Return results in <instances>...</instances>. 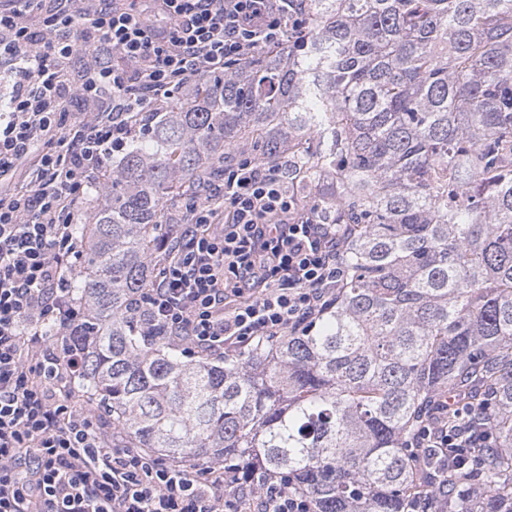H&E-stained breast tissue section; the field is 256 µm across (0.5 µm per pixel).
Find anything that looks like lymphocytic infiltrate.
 <instances>
[{
	"label": "lymphocytic infiltrate",
	"mask_w": 512,
	"mask_h": 512,
	"mask_svg": "<svg viewBox=\"0 0 512 512\" xmlns=\"http://www.w3.org/2000/svg\"><path fill=\"white\" fill-rule=\"evenodd\" d=\"M63 0L31 30L0 7V57L15 60L0 113V512H314L311 498L265 471L176 461L133 448L76 379L90 342L68 273L87 189L174 91L280 45L306 27L300 0H131L86 11ZM93 31L94 46L84 35ZM87 62L80 78L66 65ZM92 103L74 119L68 106ZM33 167L31 189L5 179ZM303 205L283 164L239 152L222 184L202 187L166 240L169 257L136 311L145 335L221 357L308 324L344 277L348 229ZM57 326L58 341L42 332ZM411 445L458 447L448 404L429 407Z\"/></svg>",
	"instance_id": "1"
}]
</instances>
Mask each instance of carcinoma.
I'll use <instances>...</instances> for the list:
<instances>
[{"mask_svg":"<svg viewBox=\"0 0 512 512\" xmlns=\"http://www.w3.org/2000/svg\"><path fill=\"white\" fill-rule=\"evenodd\" d=\"M304 8L303 36L145 113L89 195L77 383L132 447L277 473L315 512H410L430 485L406 440L446 395L489 436L448 483L477 488L475 512H512V0ZM242 139L288 157L303 197L335 201L346 275L309 327L189 357L130 307Z\"/></svg>","mask_w":512,"mask_h":512,"instance_id":"carcinoma-1","label":"carcinoma"}]
</instances>
